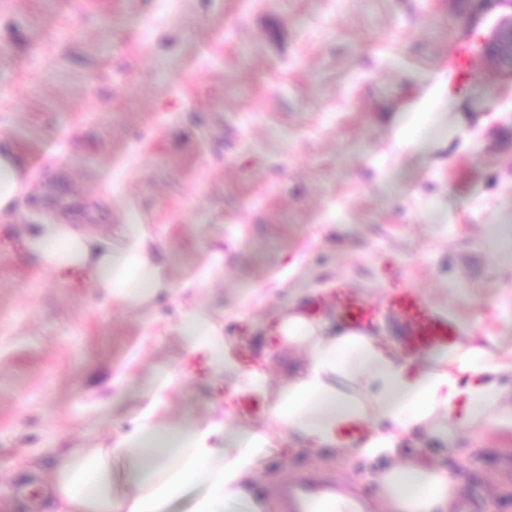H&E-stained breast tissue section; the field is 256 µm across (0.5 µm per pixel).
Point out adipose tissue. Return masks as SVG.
I'll return each mask as SVG.
<instances>
[{"label":"adipose tissue","instance_id":"1","mask_svg":"<svg viewBox=\"0 0 512 512\" xmlns=\"http://www.w3.org/2000/svg\"><path fill=\"white\" fill-rule=\"evenodd\" d=\"M34 182L14 153L0 148V218L33 194ZM117 235L114 243L87 225L47 220L28 230L24 247L46 272L81 276L130 309L171 293L146 225H120ZM307 296L305 289H289L277 318L283 346L307 359L273 398L265 363L241 369L234 338L206 311L182 313L177 327L188 357H203L212 380L237 379L239 390L268 399L264 420L234 424L227 404L203 418L166 421L165 396L153 392L111 447L61 456L51 487L56 512H164L189 492L190 512H224L238 503L265 512L256 490L263 452L285 441L314 457L334 452L386 460L378 485L388 512H452L459 487L447 468L402 457L400 446L420 433L450 448L475 427L511 416L512 348L467 331L453 352L405 359L394 337L307 315ZM352 423L368 429L361 442L345 433Z\"/></svg>","mask_w":512,"mask_h":512}]
</instances>
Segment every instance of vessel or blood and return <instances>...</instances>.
<instances>
[{
	"label": "vessel or blood",
	"instance_id": "obj_1",
	"mask_svg": "<svg viewBox=\"0 0 512 512\" xmlns=\"http://www.w3.org/2000/svg\"><path fill=\"white\" fill-rule=\"evenodd\" d=\"M452 70L454 88L463 89L470 78L467 48H457ZM336 307L342 324L353 330L373 329L381 314H390L401 326L397 351L404 357L453 350L461 334L458 323L433 307L426 292L419 288L389 292L374 302L340 286L336 289ZM282 496L288 512H331L336 489L302 477L288 480Z\"/></svg>",
	"mask_w": 512,
	"mask_h": 512
}]
</instances>
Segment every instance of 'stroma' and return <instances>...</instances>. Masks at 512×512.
<instances>
[{
  "instance_id": "1",
  "label": "stroma",
  "mask_w": 512,
  "mask_h": 512,
  "mask_svg": "<svg viewBox=\"0 0 512 512\" xmlns=\"http://www.w3.org/2000/svg\"><path fill=\"white\" fill-rule=\"evenodd\" d=\"M512 11L498 0H8L0 8V138L40 190L0 221V512H52L53 451L132 428L185 349L180 307L223 319L238 349L288 353L268 328L287 289L376 301L423 289L442 312L512 341V77L448 56ZM70 214L111 234L147 225L175 298L130 312L62 285L23 247ZM190 376L171 417L234 394ZM477 512H512V428L444 454ZM268 512L301 476L375 493L371 462L265 452ZM455 61L451 64L453 70V79L451 84L459 91L464 88L470 79V53L463 46H459L456 50Z\"/></svg>"
}]
</instances>
